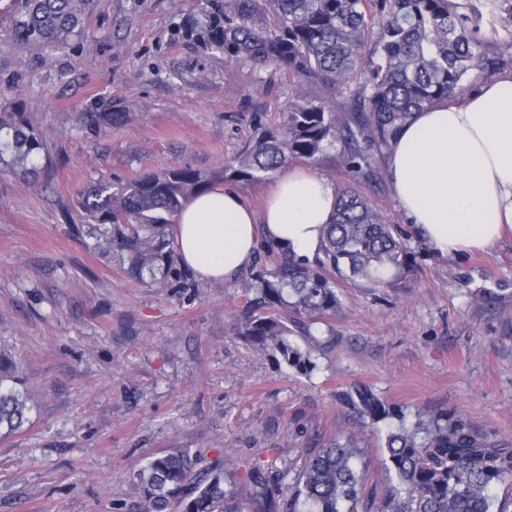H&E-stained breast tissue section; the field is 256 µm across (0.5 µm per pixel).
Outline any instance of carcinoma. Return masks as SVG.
Here are the masks:
<instances>
[{
    "mask_svg": "<svg viewBox=\"0 0 512 512\" xmlns=\"http://www.w3.org/2000/svg\"><path fill=\"white\" fill-rule=\"evenodd\" d=\"M508 15L481 32L470 0H204L186 31L203 48L253 68L273 67L297 80L293 99L271 126H257L240 153L219 169L147 172L124 184L101 181L80 194L79 207L110 224L128 252L127 273L174 271L171 227L184 204L216 180L260 182L288 163L316 164L330 150L361 180L380 175L381 159L402 126L434 102L468 90L472 76L512 68V0H485ZM95 0H21L12 43L40 54L63 51L82 34ZM121 120L107 108L90 117L100 130ZM0 174L36 176L47 167L46 140L29 115L0 110ZM336 212L315 257L297 259L263 246L235 282L248 310L231 331L252 346L306 372L321 350L312 327L336 315V279L384 288L405 278L413 253L400 225L374 210L354 185L335 189ZM298 336L304 345L290 340ZM361 427L385 450L381 495L365 492V439H321L307 449L287 497L271 490L272 471L255 463L237 470H196L197 454L177 448L133 474L140 512H512V442L497 439L467 415L417 412L414 421L380 424L394 410L372 390L347 396ZM26 402L0 387V431L22 424Z\"/></svg>",
    "mask_w": 512,
    "mask_h": 512,
    "instance_id": "1",
    "label": "carcinoma"
}]
</instances>
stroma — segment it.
I'll return each instance as SVG.
<instances>
[{"instance_id":"obj_1","label":"stroma","mask_w":512,"mask_h":512,"mask_svg":"<svg viewBox=\"0 0 512 512\" xmlns=\"http://www.w3.org/2000/svg\"><path fill=\"white\" fill-rule=\"evenodd\" d=\"M190 9L97 0L50 56L8 46L0 23V105L27 112L52 151L38 177H0V354L27 399L21 428L0 434V512H137L134 472L176 448L203 469L228 451L269 463L287 493L305 448L357 430L345 396L361 385L406 417L458 411L512 439L511 234L445 258L415 236L400 287L342 282L303 373L229 332L239 289L185 267L133 282L111 225L85 222L79 197L99 179L215 170L293 94L287 72L182 34ZM108 107L124 118L103 132L89 117ZM310 171L407 225L388 177L355 181L331 154Z\"/></svg>"}]
</instances>
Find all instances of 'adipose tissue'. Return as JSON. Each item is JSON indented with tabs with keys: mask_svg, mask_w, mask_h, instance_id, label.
I'll list each match as a JSON object with an SVG mask.
<instances>
[{
	"mask_svg": "<svg viewBox=\"0 0 512 512\" xmlns=\"http://www.w3.org/2000/svg\"><path fill=\"white\" fill-rule=\"evenodd\" d=\"M395 198L437 255L479 252L512 234V73L414 114L388 152ZM336 208L334 188L301 169L280 178L263 212L216 186L176 218L181 265L232 282L261 240L313 257Z\"/></svg>",
	"mask_w": 512,
	"mask_h": 512,
	"instance_id": "ef3b65f1",
	"label": "adipose tissue"
}]
</instances>
